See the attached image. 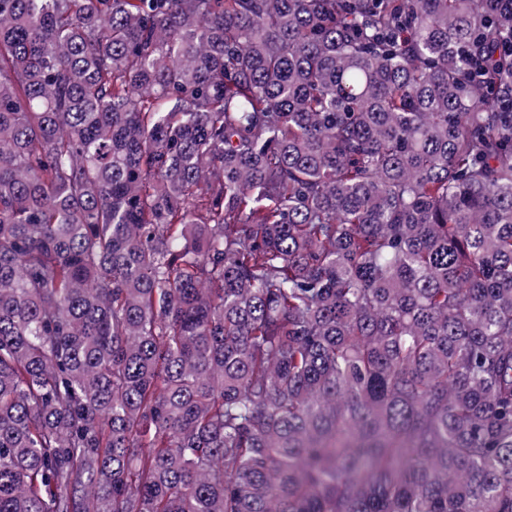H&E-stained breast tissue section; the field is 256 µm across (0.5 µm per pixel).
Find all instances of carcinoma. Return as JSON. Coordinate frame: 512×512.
Instances as JSON below:
<instances>
[{"label": "carcinoma", "instance_id": "1", "mask_svg": "<svg viewBox=\"0 0 512 512\" xmlns=\"http://www.w3.org/2000/svg\"><path fill=\"white\" fill-rule=\"evenodd\" d=\"M507 41L0 0V512H512Z\"/></svg>", "mask_w": 512, "mask_h": 512}]
</instances>
